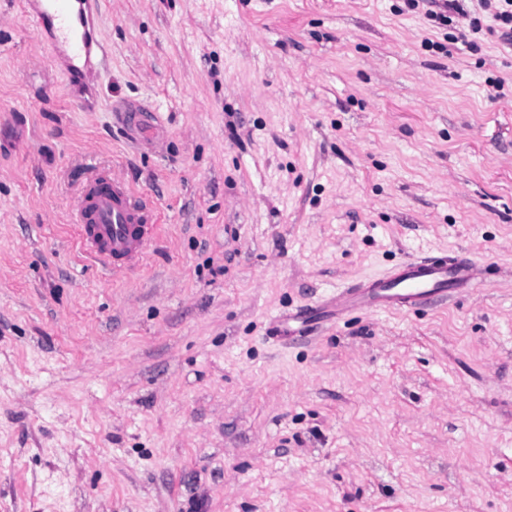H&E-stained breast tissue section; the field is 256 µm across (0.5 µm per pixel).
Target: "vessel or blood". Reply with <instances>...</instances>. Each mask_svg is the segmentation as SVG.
Returning a JSON list of instances; mask_svg holds the SVG:
<instances>
[{
    "label": "vessel or blood",
    "instance_id": "1",
    "mask_svg": "<svg viewBox=\"0 0 512 512\" xmlns=\"http://www.w3.org/2000/svg\"><path fill=\"white\" fill-rule=\"evenodd\" d=\"M95 4L96 0H44L30 17L36 28L56 31L53 49H67L76 67L103 48L94 35ZM74 221L83 252L115 273L139 264L157 229L147 205L136 201L122 182L106 176L87 184L75 204ZM483 286L468 257L431 256L405 261L386 277L338 291L328 304L339 313L402 312L445 300L451 291Z\"/></svg>",
    "mask_w": 512,
    "mask_h": 512
}]
</instances>
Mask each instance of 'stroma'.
Wrapping results in <instances>:
<instances>
[{"instance_id": "35a3bbf8", "label": "stroma", "mask_w": 512, "mask_h": 512, "mask_svg": "<svg viewBox=\"0 0 512 512\" xmlns=\"http://www.w3.org/2000/svg\"><path fill=\"white\" fill-rule=\"evenodd\" d=\"M0 0V512H512V41L406 0ZM104 170L157 214L100 271ZM484 288L268 327L402 261ZM30 13L34 26L38 29H55L54 51L61 46L67 48L71 68L79 70V64L90 59L95 50L104 52L103 44L95 38L93 8L95 0H44ZM74 3L79 6L75 11ZM84 253L112 270V275L139 264L156 234L152 211L136 201L119 180H91L74 208Z\"/></svg>"}]
</instances>
